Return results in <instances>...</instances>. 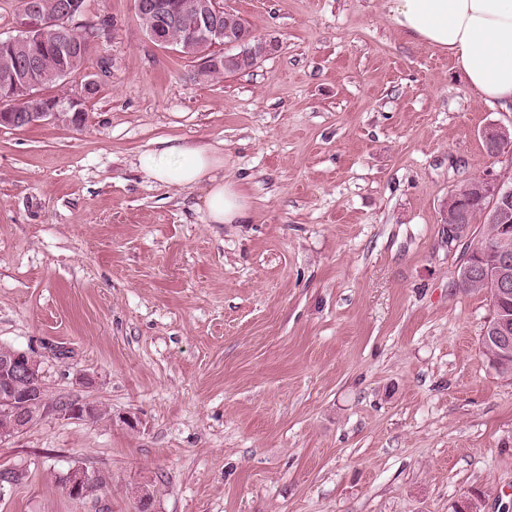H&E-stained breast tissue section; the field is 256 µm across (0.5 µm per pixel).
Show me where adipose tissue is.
Here are the masks:
<instances>
[{"label":"adipose tissue","instance_id":"ef3b65f1","mask_svg":"<svg viewBox=\"0 0 512 512\" xmlns=\"http://www.w3.org/2000/svg\"><path fill=\"white\" fill-rule=\"evenodd\" d=\"M392 21L406 40L447 54L482 99L512 104V0H389ZM139 166L152 179L180 188L205 186L211 223L240 224L248 197L219 172L224 155L211 145L162 140Z\"/></svg>","mask_w":512,"mask_h":512}]
</instances>
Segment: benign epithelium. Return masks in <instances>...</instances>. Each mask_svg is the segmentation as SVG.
Wrapping results in <instances>:
<instances>
[{
	"label": "benign epithelium",
	"instance_id": "obj_1",
	"mask_svg": "<svg viewBox=\"0 0 512 512\" xmlns=\"http://www.w3.org/2000/svg\"><path fill=\"white\" fill-rule=\"evenodd\" d=\"M142 14L153 22L165 27L178 28L186 24L195 27V40L204 46H221L227 50L236 47L241 51L248 50V39L224 40V21L222 12L226 11L224 0H193L189 4L190 14L182 16L170 13L167 0H144L141 4ZM80 12L73 8H64L60 17L48 18L35 2L20 12L16 25L22 38L45 37L60 41L68 40L69 30L74 28L73 21ZM22 72H12L4 76L0 83V91L9 97H22L35 102L34 108L25 113L3 111L0 113V123L9 126L20 124H63L79 125L84 117L82 99L79 97L60 98L46 97L34 91L30 82V68ZM483 139L491 151L498 153L512 146V131L504 126L492 125L482 133ZM477 191L490 201L485 212V218L490 224L499 225L502 236L512 235V221L509 216L512 210V185H507L495 175L488 173L480 178ZM487 251L479 247L473 250L468 264L457 275L459 285H467L478 279L488 284V292L493 297L495 305L491 306V314L485 328L490 330V336L496 343L493 362L512 356V315L509 314L507 303L512 296V253L498 250L493 253L491 261H486ZM28 354L19 352L0 356V381L3 382L5 393L9 399L20 405L34 402L40 388L30 378ZM87 480L86 472L73 469L68 473V492L72 499L82 500V487Z\"/></svg>",
	"mask_w": 512,
	"mask_h": 512
}]
</instances>
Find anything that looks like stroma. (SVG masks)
Listing matches in <instances>:
<instances>
[{
  "label": "stroma",
  "mask_w": 512,
  "mask_h": 512,
  "mask_svg": "<svg viewBox=\"0 0 512 512\" xmlns=\"http://www.w3.org/2000/svg\"><path fill=\"white\" fill-rule=\"evenodd\" d=\"M276 51L231 76L152 43L134 0L82 72V127L0 126V345L42 363L47 400L0 440V512H512V378L485 361L484 294L457 285L448 197L512 181V105L406 42L388 0H227ZM224 149L246 224L138 157ZM92 403L110 417L65 416ZM104 474L99 499L58 479ZM482 136L492 153H499L506 147L512 146V131L504 126H489L483 131Z\"/></svg>",
  "instance_id": "obj_1"
}]
</instances>
